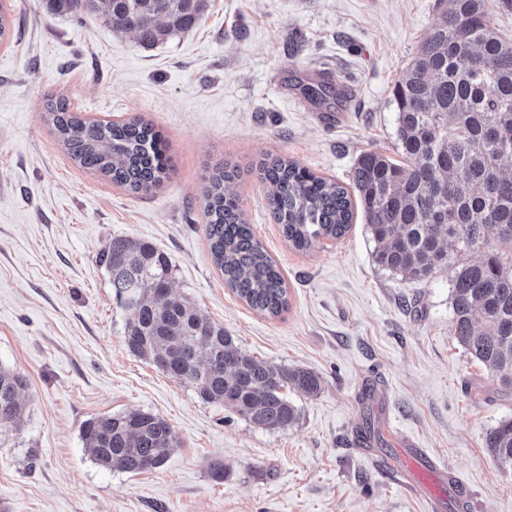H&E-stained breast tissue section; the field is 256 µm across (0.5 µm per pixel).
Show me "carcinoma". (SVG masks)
Instances as JSON below:
<instances>
[{"mask_svg": "<svg viewBox=\"0 0 512 512\" xmlns=\"http://www.w3.org/2000/svg\"><path fill=\"white\" fill-rule=\"evenodd\" d=\"M53 15L98 16L116 34L144 45L183 35L204 17L207 0H42ZM439 21L396 81L398 163L380 151L357 160L352 183L378 266L426 279L454 266L452 331L466 351L512 392V41L491 23L512 0H437ZM45 118L81 168L133 194L157 187L165 148L140 119L104 126L57 99ZM272 216L303 251L349 230V191L284 157L263 159ZM237 172L217 165L207 175L204 230L225 284L251 308L278 316L288 306L284 278L229 191ZM494 233L509 252L482 250ZM116 307L126 314L128 350L179 380L203 401L222 404L262 430L288 427L295 406L282 389L305 396L321 389L307 369H287L241 352L223 326L174 293L170 257L148 242L112 239L100 256ZM25 375L0 367V424L23 425ZM84 448L101 467L140 473L163 466L179 441L162 417L141 410L88 420ZM494 461L512 468V419L486 436Z\"/></svg>", "mask_w": 512, "mask_h": 512, "instance_id": "1", "label": "carcinoma"}]
</instances>
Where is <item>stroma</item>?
<instances>
[{"label":"stroma","instance_id":"stroma-1","mask_svg":"<svg viewBox=\"0 0 512 512\" xmlns=\"http://www.w3.org/2000/svg\"><path fill=\"white\" fill-rule=\"evenodd\" d=\"M0 6L13 20L0 42V366L28 381L22 428L0 424V512H427L378 460L409 441L465 483L469 512H512V469L486 446L512 395L452 333V268L382 269L359 211L344 237L295 250L255 171L282 155L348 188L361 153L396 155L392 90L436 0H209L195 29L153 47L38 0ZM320 81L348 90L342 108L305 94ZM51 98L105 125L154 126L162 185L132 194L76 165L45 119ZM220 162L239 167L232 191L285 280L279 316L212 261L201 187ZM115 237L166 253L174 291L243 353L319 376L315 396L286 388L293 424L254 428L128 350L99 261ZM130 409L176 434L162 467L113 472L85 452L86 421Z\"/></svg>","mask_w":512,"mask_h":512}]
</instances>
